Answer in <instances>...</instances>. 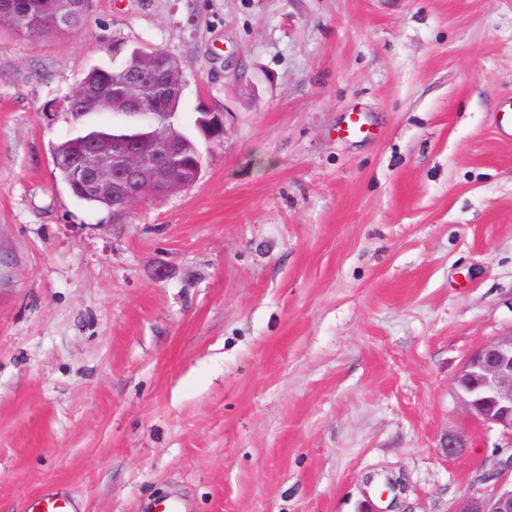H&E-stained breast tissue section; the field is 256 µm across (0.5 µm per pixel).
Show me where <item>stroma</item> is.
<instances>
[{
	"mask_svg": "<svg viewBox=\"0 0 512 512\" xmlns=\"http://www.w3.org/2000/svg\"><path fill=\"white\" fill-rule=\"evenodd\" d=\"M116 44L182 62V127L225 125L193 187L124 214L52 158ZM508 101L512 0H94L65 35L0 28V512L46 487L81 512L489 493L512 438L453 389L512 333ZM200 128L205 139L215 142L221 139L224 134V115L222 112L206 110L202 111Z\"/></svg>",
	"mask_w": 512,
	"mask_h": 512,
	"instance_id": "35a3bbf8",
	"label": "stroma"
}]
</instances>
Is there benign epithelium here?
I'll return each mask as SVG.
<instances>
[{"mask_svg":"<svg viewBox=\"0 0 512 512\" xmlns=\"http://www.w3.org/2000/svg\"><path fill=\"white\" fill-rule=\"evenodd\" d=\"M81 0H50L54 27L60 32L73 25ZM136 65L112 70L111 80L118 93L101 99L95 86L81 82L77 90L64 96L62 104L74 116L96 102L118 113L137 117L150 133L143 137L87 138L75 155L54 154V166L67 167L70 182L86 196L104 200L112 211L122 213L138 201L167 196L192 187L203 167L187 171L174 156L180 134L173 113L158 112L153 99L175 89L183 92L182 64L165 51L136 48ZM205 139L223 137L224 113L206 110L200 121ZM454 394L467 415L484 425L497 426L512 436V334L480 345L466 358L458 374ZM455 512H512V480L500 481L489 496L466 494Z\"/></svg>","mask_w":512,"mask_h":512,"instance_id":"obj_1","label":"benign epithelium"}]
</instances>
